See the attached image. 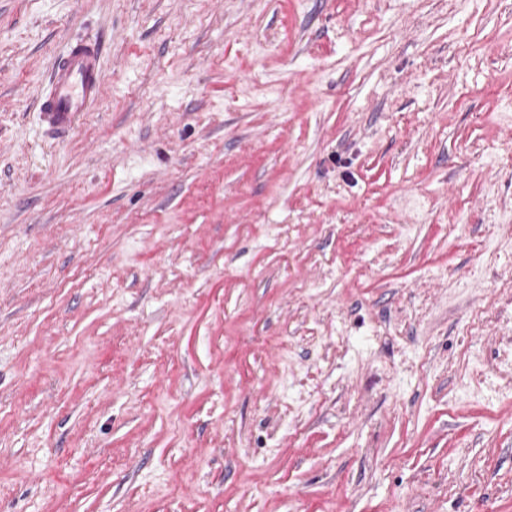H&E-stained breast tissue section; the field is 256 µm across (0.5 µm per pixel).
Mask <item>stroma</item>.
Wrapping results in <instances>:
<instances>
[{"label":"stroma","mask_w":512,"mask_h":512,"mask_svg":"<svg viewBox=\"0 0 512 512\" xmlns=\"http://www.w3.org/2000/svg\"><path fill=\"white\" fill-rule=\"evenodd\" d=\"M0 512H512V0H0ZM102 55L100 44L77 41L58 59L39 106L48 131L58 136L68 135L76 116L89 112L97 103L105 80Z\"/></svg>","instance_id":"1"}]
</instances>
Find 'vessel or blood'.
<instances>
[{
  "mask_svg": "<svg viewBox=\"0 0 512 512\" xmlns=\"http://www.w3.org/2000/svg\"><path fill=\"white\" fill-rule=\"evenodd\" d=\"M102 55L100 44L78 41L58 59L39 106L48 131L68 135L77 115L90 111L97 103L105 80Z\"/></svg>",
  "mask_w": 512,
  "mask_h": 512,
  "instance_id": "vessel-or-blood-1",
  "label": "vessel or blood"
}]
</instances>
